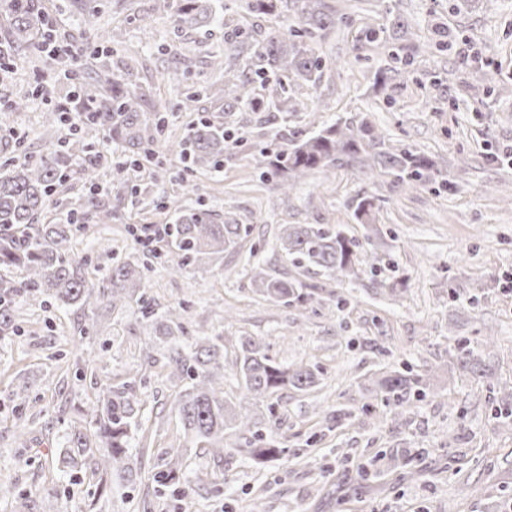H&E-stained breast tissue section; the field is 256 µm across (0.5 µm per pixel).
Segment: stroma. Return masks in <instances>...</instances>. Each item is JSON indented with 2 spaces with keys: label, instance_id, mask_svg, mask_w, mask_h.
Instances as JSON below:
<instances>
[{
  "label": "stroma",
  "instance_id": "35a3bbf8",
  "mask_svg": "<svg viewBox=\"0 0 512 512\" xmlns=\"http://www.w3.org/2000/svg\"><path fill=\"white\" fill-rule=\"evenodd\" d=\"M43 2L56 19L59 51L83 49L81 79L100 64L94 32L121 27L139 60L130 81L145 95L144 113L162 112L167 124L156 176L133 194L107 174L103 201L117 205V216L78 234L77 250L107 269L129 253L130 226L172 222L160 200L231 214L248 228L238 247L179 275L153 264L151 297L161 310L183 304L192 335L223 337L228 366L240 337L253 336L276 362L318 371L319 384L255 401L225 371L226 400L247 409L284 452L255 465L245 438L229 430L217 458L187 448L163 350L131 310L98 307L102 330L81 341L74 329L82 311L23 300L17 330L0 338V512H18L24 501L31 512H250L258 498L266 512H499L512 498V425L497 417L512 394V164L498 158L512 145V0H339L342 20L316 44L335 68L300 88V111L274 124L245 107L224 116L204 97L196 111L181 108L187 93L223 82L208 60L232 42L230 28L177 30L165 0ZM395 15L428 50L408 66L404 83L379 92L376 71L398 62L365 31L389 29ZM435 16L454 35L444 50L431 45ZM467 45L494 61L488 94L466 88ZM59 70L58 60L22 53L12 70L0 71V103L32 93L11 116V132L0 134V163L45 154L43 113L68 89ZM361 116L433 159L437 181L400 191L388 177L339 168L284 192L261 176L256 161L279 147L277 128ZM202 119L223 122L230 137L219 170L191 173L179 144ZM185 177L198 193L183 194ZM362 190L379 199L371 227L355 223L349 207ZM284 224H330L371 237L381 275L365 266L341 283L295 265L277 245ZM256 269L318 284V295L304 310L271 303L249 286ZM381 279L386 287H378ZM401 280L405 291L391 294L389 284ZM461 342L480 355L491 380L459 372ZM85 348L106 361L114 381L138 377L144 405L131 444L153 455L134 481L113 479L104 497L94 494L90 468L62 471L67 433L98 396ZM382 368L428 375L431 389L400 404L385 399L372 381ZM182 447L183 477L193 486L188 511L173 486L154 479L164 452Z\"/></svg>",
  "mask_w": 512,
  "mask_h": 512
}]
</instances>
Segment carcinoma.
Listing matches in <instances>:
<instances>
[{"label": "carcinoma", "mask_w": 512, "mask_h": 512, "mask_svg": "<svg viewBox=\"0 0 512 512\" xmlns=\"http://www.w3.org/2000/svg\"><path fill=\"white\" fill-rule=\"evenodd\" d=\"M169 8L178 30L206 29L220 19L214 0H170ZM245 11L256 16L286 13L293 23L264 30L257 38L248 32L239 33L242 40L231 43L225 53L212 56L210 66L225 71L244 57L247 71L222 85H209L206 97L226 113L242 105L272 117L297 111L294 87L319 79L324 64L316 55L315 45L317 39L336 27V9L326 0H245ZM0 14L9 22V41L0 55V67L13 65V53L19 48L36 55L46 51L55 23L40 0H0ZM392 25L398 37L390 46L391 55L408 66L420 47L408 35L401 18H394ZM431 27L435 46H447L446 23L435 17ZM28 100L29 96L22 95L1 105L0 122L7 123L9 114L26 108ZM142 103L143 94L127 79L115 72L109 78L96 71L73 87L68 101L49 107L43 118L54 133L66 115H71L73 131L122 144L128 153V169L140 172L145 163L158 164L156 148L163 140L165 127L161 113H155L152 119L144 116ZM226 138L224 124L199 121L192 132L187 167H222ZM107 164V156L94 150V144L82 145L78 140L53 143L36 163L11 160L0 164V336L17 328L16 304L24 297L46 295L63 305L90 311L101 304L112 310L135 305L141 318L154 322L156 339L167 346L169 379L178 387L174 408L193 447L224 456V431L228 428L262 442L254 431L255 422L236 415L224 400V344L194 336L186 349L180 343L189 338L184 308L178 305L155 312L146 283L147 266L141 258L144 247L133 243L132 253L104 272L91 268L88 255L73 250L72 243L88 214L94 215L96 224H110L115 218L114 208L97 199L99 175ZM257 165L288 191L296 180L311 172L344 166L386 175L393 186L404 190L440 176L428 157L387 143L370 122L351 118L323 123L308 135L283 133L279 149L261 153ZM76 173L90 185L82 209L62 212L47 223L42 221L57 188ZM351 204L356 221L370 223L373 198L358 194ZM174 213L165 248L150 250L151 256L173 274L219 259L224 252L235 249L247 232L244 225L205 209L177 207ZM278 241L280 250L298 264L323 271L339 282L358 277L360 267L375 260L374 253L357 239L325 224H284ZM250 283L254 293L287 306L305 309L314 297V292L295 278H274L258 271ZM456 361L462 371L489 378L479 371L480 359L473 352L459 350ZM233 369L247 392L258 399L281 391L306 392L319 381L318 373L307 366L272 360L263 342L252 336L240 337ZM96 385V403L83 410L88 427L71 429L64 460L71 468L92 464L97 491L103 495L112 491L107 481L109 472L125 479L141 465L143 453L132 452L130 438L143 401L134 380L114 383L104 372ZM376 385L378 391L398 401L413 391L424 395L429 389L428 378L411 377L397 370L381 375ZM245 452L260 464L283 449L272 440ZM167 456L159 475L163 484L180 480L177 471L182 467V450L172 448Z\"/></svg>", "instance_id": "carcinoma-1"}]
</instances>
